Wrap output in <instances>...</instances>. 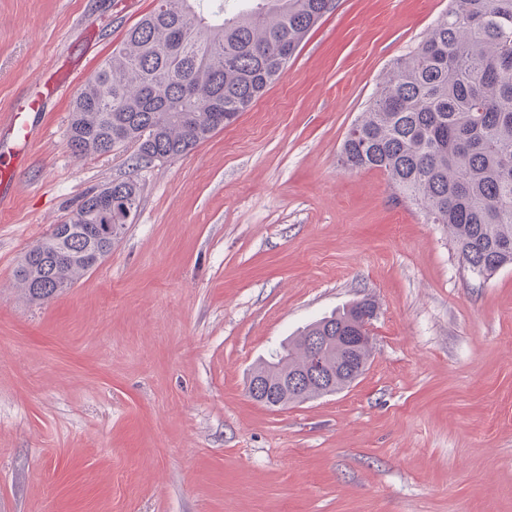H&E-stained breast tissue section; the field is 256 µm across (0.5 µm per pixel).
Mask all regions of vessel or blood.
<instances>
[{"label":"vessel or blood","mask_w":512,"mask_h":512,"mask_svg":"<svg viewBox=\"0 0 512 512\" xmlns=\"http://www.w3.org/2000/svg\"><path fill=\"white\" fill-rule=\"evenodd\" d=\"M62 86L54 69L45 68L29 91L16 101L7 118H0V203L19 193L17 172L26 162L28 150L39 133L34 115Z\"/></svg>","instance_id":"vessel-or-blood-1"}]
</instances>
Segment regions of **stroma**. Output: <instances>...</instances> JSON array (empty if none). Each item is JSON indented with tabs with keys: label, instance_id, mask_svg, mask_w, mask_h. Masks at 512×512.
Here are the masks:
<instances>
[{
	"label": "stroma",
	"instance_id": "35a3bbf8",
	"mask_svg": "<svg viewBox=\"0 0 512 512\" xmlns=\"http://www.w3.org/2000/svg\"><path fill=\"white\" fill-rule=\"evenodd\" d=\"M155 0H0V117L46 66L82 86ZM448 0H339L238 121L174 161L68 145L40 118L0 206V512H512V266L472 274L446 226L340 148ZM140 205L111 253L31 301L25 252L102 185ZM369 299L365 373L267 408L260 358Z\"/></svg>",
	"mask_w": 512,
	"mask_h": 512
}]
</instances>
